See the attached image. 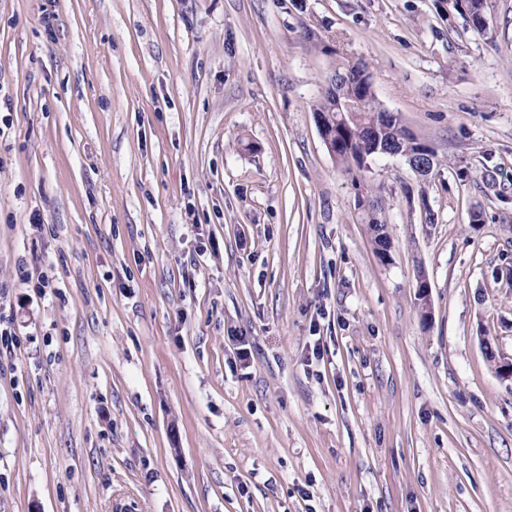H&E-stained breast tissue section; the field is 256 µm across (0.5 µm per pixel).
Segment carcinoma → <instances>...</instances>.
Here are the masks:
<instances>
[{
    "label": "carcinoma",
    "mask_w": 512,
    "mask_h": 512,
    "mask_svg": "<svg viewBox=\"0 0 512 512\" xmlns=\"http://www.w3.org/2000/svg\"><path fill=\"white\" fill-rule=\"evenodd\" d=\"M454 11L463 17L485 10L484 0H453ZM331 81L334 91H325L314 104L313 112L329 116L336 124V160L346 166L356 165L358 170L368 169L369 158L391 147L409 160L426 150L432 157L431 167L439 164L436 152L427 144L408 133L397 114L382 108L372 90L367 64L356 62L336 67ZM355 95L365 102V110L354 119H344L337 108V96ZM369 229L373 234L376 253L384 258L390 247L388 222L377 210L369 212Z\"/></svg>",
    "instance_id": "cac0c4a2"
}]
</instances>
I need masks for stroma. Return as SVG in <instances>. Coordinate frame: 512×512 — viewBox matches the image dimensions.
<instances>
[{
  "label": "stroma",
  "instance_id": "obj_1",
  "mask_svg": "<svg viewBox=\"0 0 512 512\" xmlns=\"http://www.w3.org/2000/svg\"><path fill=\"white\" fill-rule=\"evenodd\" d=\"M485 14L0 0V512H512V0ZM358 61L439 159L370 160L384 259L312 110Z\"/></svg>",
  "mask_w": 512,
  "mask_h": 512
}]
</instances>
